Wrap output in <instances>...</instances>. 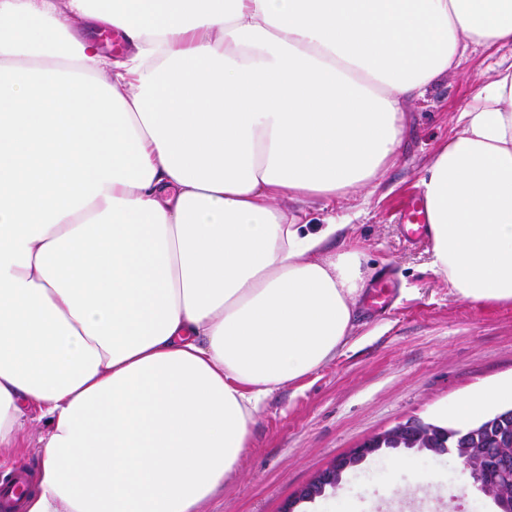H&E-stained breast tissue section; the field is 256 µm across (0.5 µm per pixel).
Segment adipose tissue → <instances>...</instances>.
Listing matches in <instances>:
<instances>
[{
  "mask_svg": "<svg viewBox=\"0 0 512 512\" xmlns=\"http://www.w3.org/2000/svg\"><path fill=\"white\" fill-rule=\"evenodd\" d=\"M472 46H512V0H0V447L44 426L24 512H200L354 332L362 254L290 203L376 182ZM457 126L420 179L431 268L512 303V63Z\"/></svg>",
  "mask_w": 512,
  "mask_h": 512,
  "instance_id": "adipose-tissue-1",
  "label": "adipose tissue"
}]
</instances>
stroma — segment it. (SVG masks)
Masks as SVG:
<instances>
[{
  "instance_id": "obj_1",
  "label": "stroma",
  "mask_w": 512,
  "mask_h": 512,
  "mask_svg": "<svg viewBox=\"0 0 512 512\" xmlns=\"http://www.w3.org/2000/svg\"><path fill=\"white\" fill-rule=\"evenodd\" d=\"M512 60V48H469L460 67L414 101L399 162L365 190L327 210L305 204L310 220L328 215L348 225L370 281L396 285L387 310L356 303L354 343L316 373L268 397L245 457L201 512H280L288 497L337 457L410 419L445 424L447 409L472 392L512 382V303L459 298L429 266L430 242L407 241L397 219L419 196V178L438 145L455 131L471 101L476 73ZM412 460L415 470L395 467ZM498 512L471 485L452 453L385 449L346 470L296 512Z\"/></svg>"
}]
</instances>
